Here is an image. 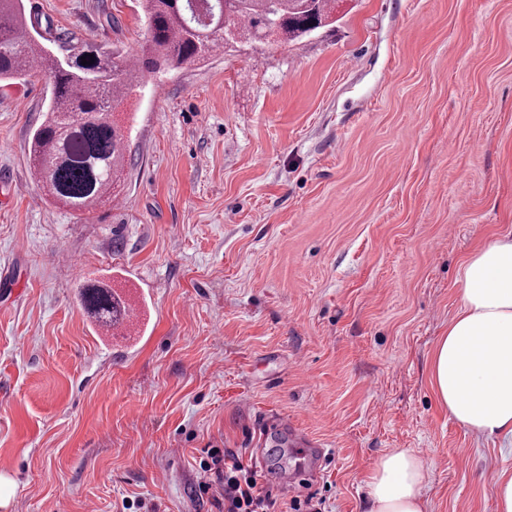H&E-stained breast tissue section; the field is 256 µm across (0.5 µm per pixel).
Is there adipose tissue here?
<instances>
[{
  "mask_svg": "<svg viewBox=\"0 0 512 512\" xmlns=\"http://www.w3.org/2000/svg\"><path fill=\"white\" fill-rule=\"evenodd\" d=\"M431 386L459 425L512 437V235L480 244L461 274L459 309L428 362ZM423 459L382 456L366 482V512H423Z\"/></svg>",
  "mask_w": 512,
  "mask_h": 512,
  "instance_id": "adipose-tissue-1",
  "label": "adipose tissue"
}]
</instances>
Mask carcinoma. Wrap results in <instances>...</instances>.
<instances>
[{"label":"carcinoma","instance_id":"obj_1","mask_svg":"<svg viewBox=\"0 0 512 512\" xmlns=\"http://www.w3.org/2000/svg\"><path fill=\"white\" fill-rule=\"evenodd\" d=\"M148 23L145 59L129 63L74 38L83 56L63 66L31 36L23 0H0V81L29 75L37 63L51 85L44 120L30 139L32 175L58 205L86 212L112 196L124 171L127 136L112 110L140 86L143 71L178 68L203 57L236 31L250 41L288 45L335 22L336 0H143ZM87 64H82V60ZM93 63H88V60ZM112 71L110 83L83 81L89 72ZM81 304L103 331L130 321L129 301L103 280L82 286Z\"/></svg>","mask_w":512,"mask_h":512}]
</instances>
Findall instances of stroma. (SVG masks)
<instances>
[{
    "label": "stroma",
    "mask_w": 512,
    "mask_h": 512,
    "mask_svg": "<svg viewBox=\"0 0 512 512\" xmlns=\"http://www.w3.org/2000/svg\"><path fill=\"white\" fill-rule=\"evenodd\" d=\"M136 60L139 0H24ZM44 74L0 84V512H224L210 448L365 512L383 455L428 467L425 512H496L512 445L460 426L427 363L464 261L512 233V0H343L288 46L144 73L115 114L127 165L87 213L47 201L29 139ZM134 307L101 334L83 281ZM301 446L303 448H298L300 450L299 455L304 459L305 464L294 471V477L316 473L325 458L324 448H320V445L315 442L306 440L305 442H301Z\"/></svg>",
    "instance_id": "1"
}]
</instances>
